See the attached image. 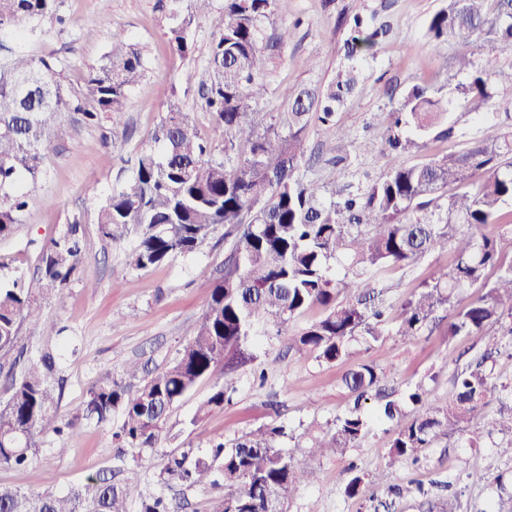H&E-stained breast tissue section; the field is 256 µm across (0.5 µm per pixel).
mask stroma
<instances>
[{"label": "stroma", "instance_id": "35a3bbf8", "mask_svg": "<svg viewBox=\"0 0 512 512\" xmlns=\"http://www.w3.org/2000/svg\"><path fill=\"white\" fill-rule=\"evenodd\" d=\"M447 4L448 0H277L272 20L264 25L265 37L288 25L295 31L290 42L267 50L268 95L261 111L273 115L287 111L281 96L284 88L325 84L350 65L358 74L354 92L336 110L335 126L309 125L305 179L332 182L339 170L331 158L347 143L360 148L354 183L380 178L384 167L378 155L387 138V114L405 93L427 85L452 97L458 85L467 83V73L456 66L462 46L433 39L428 32L432 15ZM59 11L67 17V25L44 20L36 32H25L12 44L34 56L56 53L70 86L83 87L89 68L99 64L107 51L115 28L125 29L147 50L146 77L125 104V134H113L106 122L85 125L61 115L45 150L38 187L30 192L14 234L0 240V278L29 280L35 277L42 249L52 237L74 222L84 228L88 259L79 277L71 281L65 303L47 302L41 321L23 320L18 330V346L32 358L45 342V320L53 318L65 326L57 341L63 351L59 412L72 419L80 418L96 380L108 373L119 375L125 362L145 360L153 370L170 365L203 313L204 283L224 275L223 231H216L196 252L134 270L125 264V247L106 245L97 226L101 202L131 176L170 102L189 112L207 138L223 144V131L203 109L198 85L205 77L212 34L224 21V0H213L211 12L195 19L194 51L187 57L174 55L167 47L159 0H59ZM357 14L378 36L371 49L350 60L345 56L347 21ZM88 27L95 28L94 38H84ZM489 88L493 95L489 104L452 107L448 116L452 135H426L425 147L414 154V161L461 149L492 125L512 130V86L493 78ZM449 262L446 255L427 256L408 268L387 271L380 278L387 288V303L400 306ZM87 278L96 281L95 290L84 288ZM438 317L431 330L410 342L396 336L397 319L389 317L385 336L363 347L362 360L386 372V393L399 394L420 384L429 400L447 404L455 366L467 364L492 346L490 333L447 336L448 314L442 311ZM253 352L255 362L234 372L230 400L223 409L196 418L197 408L215 388L214 379L201 380L174 407L155 447L117 448L112 433L120 415H113L107 424L82 420L67 442L46 438L31 468L0 465V483L59 493L88 477L136 465L141 470L140 492L173 499L179 512H208L211 500L222 495V487L187 489L164 483L160 474L169 456L184 451L193 458L206 456L211 441L233 442L278 418L289 430L280 447L301 465L317 470L314 482L292 493L288 512H373V497L392 484L419 486L427 495L396 500L390 512H426L429 499L446 495L458 497L460 512H482L496 494L495 478L512 486V440L497 434L475 441L466 435L444 439L427 449L423 467L388 470L380 450L391 434L387 425L376 423L361 447L320 460L308 457L307 428L327 429L352 403L341 382L346 364L295 356L289 353L284 335L257 337ZM312 397L317 400L313 406L308 403ZM63 444L68 451L61 455L57 449ZM352 463L370 480L351 499L344 494V484ZM471 471L487 475V483L471 484L465 478Z\"/></svg>", "mask_w": 512, "mask_h": 512}]
</instances>
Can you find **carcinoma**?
I'll return each instance as SVG.
<instances>
[{
    "instance_id": "cac0c4a2",
    "label": "carcinoma",
    "mask_w": 512,
    "mask_h": 512,
    "mask_svg": "<svg viewBox=\"0 0 512 512\" xmlns=\"http://www.w3.org/2000/svg\"><path fill=\"white\" fill-rule=\"evenodd\" d=\"M491 1L495 6L489 10ZM57 2L0 0V33L27 26L34 30L47 17L65 23ZM167 2L168 46L186 57L193 51V19L208 14L213 0H192L187 15L179 0ZM274 4L224 0V24L212 38L208 77L200 88L205 110L224 128V147L202 136L189 113L171 102L133 175L98 210L102 240L119 246L137 238L126 254L127 265L135 270L194 252L221 227L229 252L224 277L206 287V307L175 361L145 376L135 391L121 379L100 377L89 390L82 418L104 424L118 413L115 440L153 448L186 392L218 371L227 379L238 366L254 361L252 342L273 329L278 336L288 335V349L301 356L327 364L356 360L342 376L353 405L325 433L307 430L312 458L358 447L378 420L395 425L382 449L385 467L416 464L439 437L470 430L494 399L499 409L492 426L512 437V382L493 381L489 354L453 374L448 405L424 400L418 386L373 414L365 402L385 375L358 359V346L385 335L387 307L375 291L381 273L448 252L451 265L402 304L395 335L416 339L445 308L454 313L448 335L482 336L494 326L498 344L512 348V263L501 261V242L512 240V210L504 209L512 201V131L491 125L458 151L419 163L398 162L391 154L420 151L421 138L440 126L455 104L415 86L389 113V153L382 154L381 178L356 190L343 178L331 186L304 180L300 172L310 120L335 125L336 107L352 92L355 79L340 72L325 85L286 89L282 97L290 111L282 113L280 125L287 134L265 124L257 111L267 95L262 32ZM350 32L346 48L351 58L371 48L378 34L367 32L358 14ZM428 32L465 48L483 43L484 69L459 89L465 101L489 99L488 71L512 85V67L496 68L497 53L512 47V0H448V7L431 17ZM145 52L125 30L113 29L111 48L90 68L83 90L64 85L53 54L0 53V239L13 234L27 206L24 179L37 181L54 120L73 113L88 124L106 120L112 132H119L128 94L145 76ZM86 260L83 227L69 224L44 246L36 282L0 280V353L15 349L20 320L39 317L38 300L63 303ZM491 269L496 270L492 280L487 276ZM472 287L484 292L462 303V290ZM317 305L325 308L320 319L289 330L292 321ZM23 356L18 352L12 362L20 371H8L9 397L0 407V465L24 467L41 438L69 437L79 427V418L65 420L59 414L55 347L45 345L38 358L25 363ZM227 390L228 382L216 381L197 415L223 407ZM285 435L284 425L270 423L229 445L212 443L204 458L173 457L163 481L188 488L223 482L224 494L212 501L209 512H285L287 496L315 478L313 469L279 448ZM348 472L344 494L354 498L364 475L354 465ZM139 481V471L130 468L118 482L90 477L60 494L0 484V512H129L130 494ZM139 512L171 510L164 496L149 494L140 498Z\"/></svg>"
}]
</instances>
